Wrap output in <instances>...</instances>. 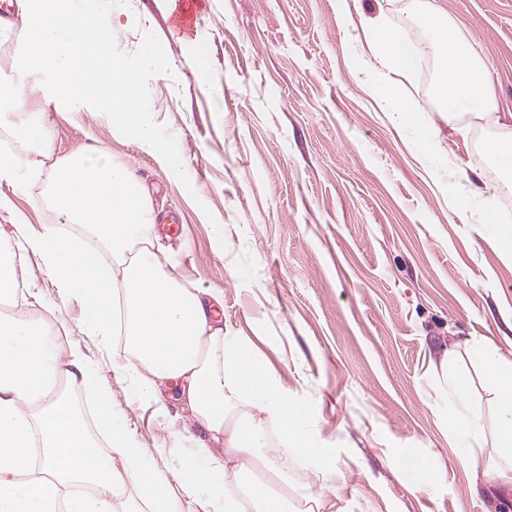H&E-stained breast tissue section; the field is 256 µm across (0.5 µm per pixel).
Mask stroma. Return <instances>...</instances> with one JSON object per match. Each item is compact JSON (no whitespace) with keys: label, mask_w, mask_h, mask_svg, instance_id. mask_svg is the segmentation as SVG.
<instances>
[{"label":"stroma","mask_w":512,"mask_h":512,"mask_svg":"<svg viewBox=\"0 0 512 512\" xmlns=\"http://www.w3.org/2000/svg\"><path fill=\"white\" fill-rule=\"evenodd\" d=\"M192 35L176 34L170 0H109L121 24L114 48L136 60L161 46V77L144 76L153 121L180 135L181 176H167L144 147L113 127L93 101L27 97L52 121L55 154L105 148L152 192L158 233L186 285L221 290L224 324L254 346L283 390L311 410L325 461L292 459L290 481L314 486L336 469L325 512H512V490L463 465L449 436L434 364L456 341L493 342L512 360V261L488 244L494 224H468L450 202L495 187L482 156L486 127L457 135L435 104L431 58L406 81L440 149L420 153L354 66L367 53L362 27L400 23L412 0H197ZM459 26L498 108L512 113V0H431ZM211 62H191L197 38ZM47 175L13 196L28 223L51 224ZM223 235H216V224ZM42 302L61 307L68 341L92 348L81 309L61 301L35 264L18 265ZM115 403L141 446L170 476L169 448H190L153 406L113 384ZM425 458L441 480L415 488L401 468Z\"/></svg>","instance_id":"obj_1"}]
</instances>
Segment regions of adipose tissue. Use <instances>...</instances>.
I'll return each mask as SVG.
<instances>
[{"label":"adipose tissue","mask_w":512,"mask_h":512,"mask_svg":"<svg viewBox=\"0 0 512 512\" xmlns=\"http://www.w3.org/2000/svg\"><path fill=\"white\" fill-rule=\"evenodd\" d=\"M17 2L20 23L0 21V44L17 48L14 78L0 80V116H17L21 136L35 149L1 155L0 183L20 188L49 171L58 221L36 228L15 219L11 234L0 236V300L19 304L15 315L0 317V512H181L182 494L204 499L211 512H322L335 469H324L318 488L301 489L285 467L290 459L325 455L308 407L275 382L246 339L225 328L221 293L186 287L175 265L160 257L150 190L104 149L54 157L52 128L25 107L41 76L55 73L53 100L88 88L126 139L151 150L166 174H178L185 166L181 140L147 117L138 86L139 73L158 72L155 54L140 52L132 64L116 53L114 17L104 8L80 10L76 0ZM408 27L425 32L426 41L408 40ZM367 36L370 54L354 65L395 123L414 129L425 153L437 150V131L419 120L402 81L419 68L425 49L435 51V102L456 119L462 137L477 121L495 128L483 153L501 173L497 192L512 194V113L498 112L493 88L479 79L485 64L455 22L428 0H414L403 25L379 20ZM456 208L498 225L489 244L512 258V226L500 224L481 191ZM28 258L79 303L83 332L111 354L112 371L130 395L161 406L166 391H174L203 431L196 448L176 456L173 480L157 475L152 455L132 435L100 363L79 345L62 344L61 309L35 305L21 288L16 266ZM463 356L484 373L493 426L456 368ZM438 371L460 461L471 462L473 449L493 440L497 451L484 475L512 486V361L493 344L467 339L442 354ZM72 388L93 395L105 441L89 433L69 398ZM272 445L276 455H266ZM130 485L137 501L127 499Z\"/></svg>","instance_id":"adipose-tissue-1"}]
</instances>
